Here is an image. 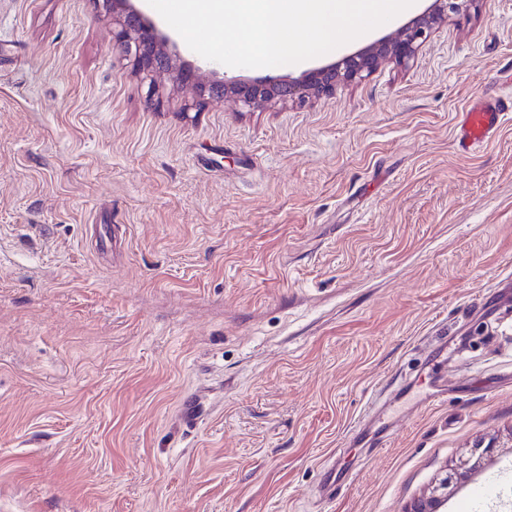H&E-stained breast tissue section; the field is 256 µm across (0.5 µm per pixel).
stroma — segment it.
I'll return each instance as SVG.
<instances>
[{"label": "stroma", "instance_id": "35a3bbf8", "mask_svg": "<svg viewBox=\"0 0 512 512\" xmlns=\"http://www.w3.org/2000/svg\"><path fill=\"white\" fill-rule=\"evenodd\" d=\"M115 31L98 0H0V512H403L478 446L512 512V122L453 140L512 91V0L254 112H185ZM512 112V94L490 96L483 92L461 114L455 129L457 147L469 153L487 145L500 132Z\"/></svg>", "mask_w": 512, "mask_h": 512}]
</instances>
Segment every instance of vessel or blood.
Here are the masks:
<instances>
[{"mask_svg":"<svg viewBox=\"0 0 512 512\" xmlns=\"http://www.w3.org/2000/svg\"><path fill=\"white\" fill-rule=\"evenodd\" d=\"M512 119V94L504 96H478L462 113L455 129L457 147L469 153L487 145L500 132L507 120ZM501 492L499 475L491 474L479 481L467 496L468 505L491 499Z\"/></svg>","mask_w":512,"mask_h":512,"instance_id":"1","label":"vessel or blood"}]
</instances>
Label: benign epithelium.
Returning a JSON list of instances; mask_svg holds the SVG:
<instances>
[{
	"mask_svg": "<svg viewBox=\"0 0 512 512\" xmlns=\"http://www.w3.org/2000/svg\"><path fill=\"white\" fill-rule=\"evenodd\" d=\"M112 4V13L119 26L116 42L121 53L132 61L139 74L153 79L160 72L172 70L169 56L160 49L153 26L130 9L129 0H105ZM480 0H433L432 6L402 27L395 39H380L364 49L347 55L336 64L312 69L296 79L269 76L245 82L235 77L220 81L196 79L192 71H179L176 79L195 82L197 89L193 104L184 112L199 111L206 101L223 95H232L248 112L256 109H275L288 103H304L312 98L336 93V90L368 77L381 64L391 62L406 67L424 46L431 33L448 21V13L469 10ZM483 455L459 460L455 468L432 483L427 490L413 499L405 512H439L458 483L483 466Z\"/></svg>",
	"mask_w": 512,
	"mask_h": 512,
	"instance_id": "benign-epithelium-1",
	"label": "benign epithelium"
}]
</instances>
